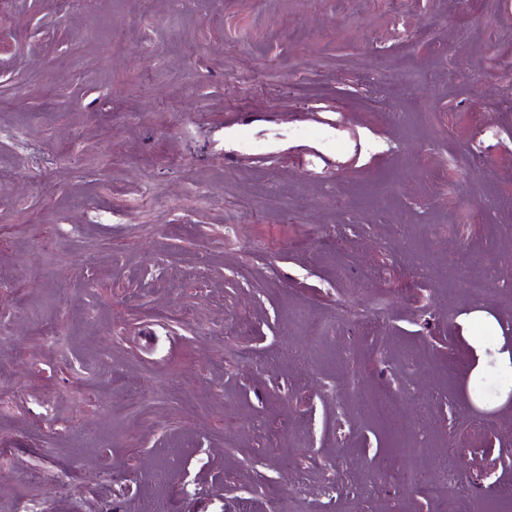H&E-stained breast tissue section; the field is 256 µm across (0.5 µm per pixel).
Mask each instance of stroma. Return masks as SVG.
Listing matches in <instances>:
<instances>
[{
  "label": "stroma",
  "mask_w": 512,
  "mask_h": 512,
  "mask_svg": "<svg viewBox=\"0 0 512 512\" xmlns=\"http://www.w3.org/2000/svg\"><path fill=\"white\" fill-rule=\"evenodd\" d=\"M510 58L512 0H0V512H456L416 453L512 512Z\"/></svg>",
  "instance_id": "stroma-1"
}]
</instances>
